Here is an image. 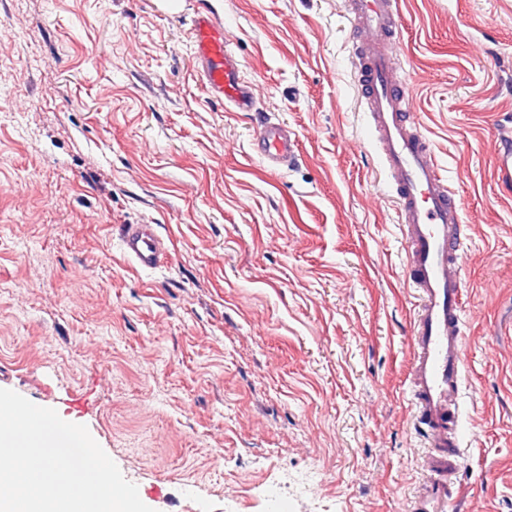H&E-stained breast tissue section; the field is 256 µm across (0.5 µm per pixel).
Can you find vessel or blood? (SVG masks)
Wrapping results in <instances>:
<instances>
[{"instance_id":"1","label":"vessel or blood","mask_w":512,"mask_h":512,"mask_svg":"<svg viewBox=\"0 0 512 512\" xmlns=\"http://www.w3.org/2000/svg\"><path fill=\"white\" fill-rule=\"evenodd\" d=\"M343 6L351 24L352 72L360 103L397 194L404 277L419 300L408 397L414 424L426 435L429 481L413 512H448L460 499L451 485L464 453L459 403L467 369L463 200L449 187L426 128L413 114V93L397 58L398 0H343ZM192 62L209 98L233 112L255 111L252 85L225 45L224 22L214 11L198 9L192 16ZM252 145L271 170L293 166L301 157L297 139L281 123L261 122ZM121 245L141 269L156 268L167 254L163 240L144 224L125 225Z\"/></svg>"}]
</instances>
